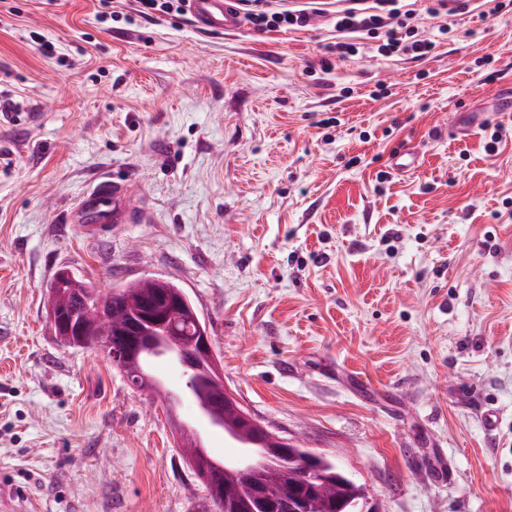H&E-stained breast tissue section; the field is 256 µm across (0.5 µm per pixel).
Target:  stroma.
I'll use <instances>...</instances> for the list:
<instances>
[{
    "instance_id": "stroma-1",
    "label": "stroma",
    "mask_w": 512,
    "mask_h": 512,
    "mask_svg": "<svg viewBox=\"0 0 512 512\" xmlns=\"http://www.w3.org/2000/svg\"><path fill=\"white\" fill-rule=\"evenodd\" d=\"M13 4L0 482L30 512L214 508L164 406L55 336L47 286L66 268L179 284L244 408L365 485L373 512H512V115L496 95L512 13L460 12L422 60L339 59L320 16L225 34L127 19L129 0ZM403 150L418 164L400 173ZM103 179L129 197L96 232L74 207Z\"/></svg>"
}]
</instances>
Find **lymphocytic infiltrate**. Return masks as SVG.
<instances>
[{
	"mask_svg": "<svg viewBox=\"0 0 512 512\" xmlns=\"http://www.w3.org/2000/svg\"><path fill=\"white\" fill-rule=\"evenodd\" d=\"M243 24L257 31L301 30L310 20H333L336 40L330 53L345 58L370 51L383 58L421 59L452 32L444 18L447 0H429L424 12L405 7L403 0H346L329 9L320 0H237Z\"/></svg>",
	"mask_w": 512,
	"mask_h": 512,
	"instance_id": "1",
	"label": "lymphocytic infiltrate"
}]
</instances>
